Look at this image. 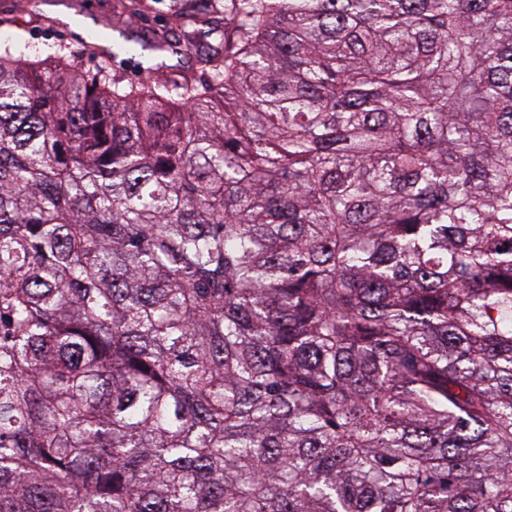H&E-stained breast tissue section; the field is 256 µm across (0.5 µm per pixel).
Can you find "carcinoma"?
Returning <instances> with one entry per match:
<instances>
[{
  "label": "carcinoma",
  "mask_w": 512,
  "mask_h": 512,
  "mask_svg": "<svg viewBox=\"0 0 512 512\" xmlns=\"http://www.w3.org/2000/svg\"><path fill=\"white\" fill-rule=\"evenodd\" d=\"M85 43H0V512H512V0Z\"/></svg>",
  "instance_id": "obj_1"
}]
</instances>
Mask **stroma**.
I'll return each instance as SVG.
<instances>
[{
	"label": "stroma",
	"instance_id": "stroma-1",
	"mask_svg": "<svg viewBox=\"0 0 512 512\" xmlns=\"http://www.w3.org/2000/svg\"><path fill=\"white\" fill-rule=\"evenodd\" d=\"M208 0H0V35L19 34L42 55L58 53L74 60L80 74H95L101 63L87 50L85 29L130 28L138 34L166 28L181 16L187 32L210 48L221 47L223 27L197 24Z\"/></svg>",
	"mask_w": 512,
	"mask_h": 512
}]
</instances>
